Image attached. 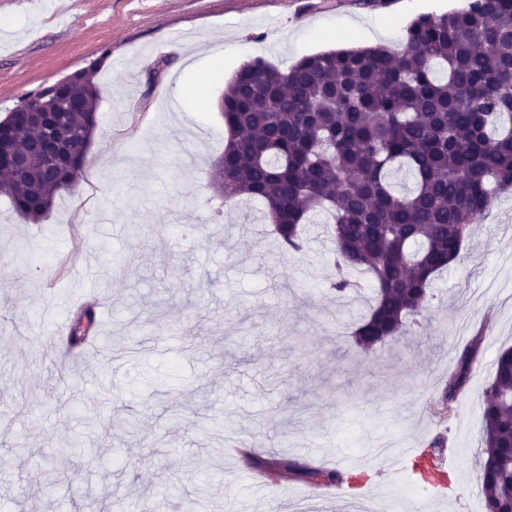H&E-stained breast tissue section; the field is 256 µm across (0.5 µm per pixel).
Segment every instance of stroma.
Masks as SVG:
<instances>
[{
	"mask_svg": "<svg viewBox=\"0 0 512 512\" xmlns=\"http://www.w3.org/2000/svg\"><path fill=\"white\" fill-rule=\"evenodd\" d=\"M458 0H0V119L41 85L103 51L98 127L84 168L37 221L0 199V512H73L95 501L153 512H362L423 490L424 512H485L482 405L512 347V190L493 199L463 264L433 282L432 308L398 341L363 352L347 337L375 290L366 275L329 289L326 226L281 255L263 205L211 185L227 133L219 102L255 58L286 68L332 48L305 36L366 14L394 23L400 49L421 15ZM223 52L207 103L181 111L174 89ZM102 309L90 354L49 355L57 321ZM477 356L450 411L441 394L468 344ZM133 420L134 429L124 428ZM75 453L63 449L77 438ZM442 448L433 450V438ZM264 458L341 464L319 486L268 478ZM433 450L444 486L395 465V449ZM50 470L52 490L33 487Z\"/></svg>",
	"mask_w": 512,
	"mask_h": 512,
	"instance_id": "stroma-1",
	"label": "stroma"
}]
</instances>
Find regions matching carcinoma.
Here are the masks:
<instances>
[{
  "instance_id": "cac0c4a2",
  "label": "carcinoma",
  "mask_w": 512,
  "mask_h": 512,
  "mask_svg": "<svg viewBox=\"0 0 512 512\" xmlns=\"http://www.w3.org/2000/svg\"><path fill=\"white\" fill-rule=\"evenodd\" d=\"M86 70L41 99L59 103L68 127L90 137L98 90ZM228 132L212 184L229 200L264 204L282 253L303 250L301 226L327 215L338 293L349 274L368 272L376 297L350 338L369 351L406 334L430 303L436 273L463 261L473 221L512 186V0H468L461 9L421 16L406 29L404 49L345 48L305 57L286 69L260 58L245 64L224 91ZM0 142L24 154L34 127L0 123ZM51 178L0 169V196L37 220L57 190L81 173L86 145L73 143ZM95 315L83 314L64 338L86 344ZM475 349L467 346L448 375L442 405L466 385ZM482 412L481 491L485 508L512 512V348L499 353Z\"/></svg>"
}]
</instances>
